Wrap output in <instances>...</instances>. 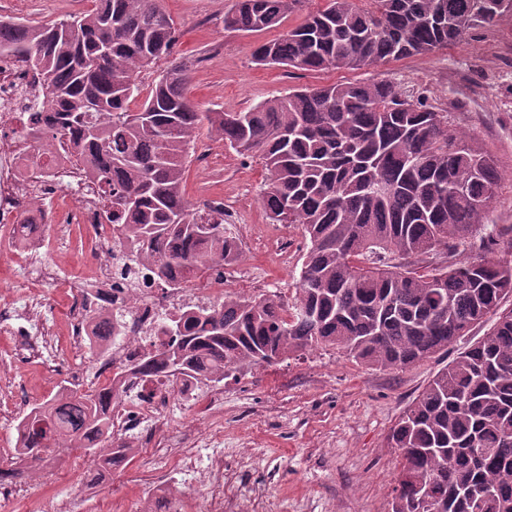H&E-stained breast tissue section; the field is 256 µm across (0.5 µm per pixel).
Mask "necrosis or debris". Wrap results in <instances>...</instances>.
Masks as SVG:
<instances>
[{"instance_id": "necrosis-or-debris-1", "label": "necrosis or debris", "mask_w": 512, "mask_h": 512, "mask_svg": "<svg viewBox=\"0 0 512 512\" xmlns=\"http://www.w3.org/2000/svg\"><path fill=\"white\" fill-rule=\"evenodd\" d=\"M43 79V74L19 63L0 60V224L11 228L53 224L64 245L69 244L74 227L94 230L96 244L87 257L92 273L89 278L69 283L70 311L79 319L75 327L79 336L91 335L97 313L120 316L119 338L101 354L93 378L106 383L119 380L121 391L128 393L136 388L137 381L128 376L127 370L144 347L155 343L162 317L188 305L223 300L224 281L213 278L188 288L147 283L130 249L112 245L107 225L101 224V198L86 175L81 151L71 136L58 135L53 164L35 167L28 163L22 153L19 118L33 106ZM66 179L80 190L76 209L45 208V196L59 189ZM1 321L11 324L19 336L48 335L50 318L41 291H28L0 306ZM167 394L166 386H157L151 398L137 402L135 411L115 417V431L132 440L151 435L159 401Z\"/></svg>"}]
</instances>
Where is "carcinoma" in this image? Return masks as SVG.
Returning a JSON list of instances; mask_svg holds the SVG:
<instances>
[{
  "label": "carcinoma",
  "instance_id": "cac0c4a2",
  "mask_svg": "<svg viewBox=\"0 0 512 512\" xmlns=\"http://www.w3.org/2000/svg\"><path fill=\"white\" fill-rule=\"evenodd\" d=\"M327 0L303 24L258 46L260 64L307 71L360 69L431 52L475 23L512 12V0ZM304 0H237L224 28L278 26ZM173 21L156 0H97L90 11L42 26L0 17V56L44 72L34 129L38 165L67 132L105 201L102 223L152 266L158 285L181 288L224 275L241 245L224 231V210L192 207L185 164L202 128L270 172L261 202L272 221L300 224L308 238L286 306L263 296L224 294L210 306L165 315L160 343L143 349L142 382H222L242 365L266 364L311 345L343 351L379 370L446 354L488 317V332L456 354L408 405L389 435L400 451L391 512H512V225L491 215L501 174L493 157L433 107L388 82L335 84L273 95L247 112H201L185 93L189 65L155 82L140 110L141 69L171 55ZM485 230L478 252L460 248ZM444 249L446 260L422 265ZM100 322L89 345L112 342ZM105 385L70 387L33 407L16 426L19 450L0 478L68 451L99 454L112 439Z\"/></svg>",
  "mask_w": 512,
  "mask_h": 512
}]
</instances>
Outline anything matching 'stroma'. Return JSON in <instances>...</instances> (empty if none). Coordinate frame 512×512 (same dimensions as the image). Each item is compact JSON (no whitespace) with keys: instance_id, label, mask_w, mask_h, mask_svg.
Here are the masks:
<instances>
[{"instance_id":"35a3bbf8","label":"stroma","mask_w":512,"mask_h":512,"mask_svg":"<svg viewBox=\"0 0 512 512\" xmlns=\"http://www.w3.org/2000/svg\"><path fill=\"white\" fill-rule=\"evenodd\" d=\"M235 0H157L176 29L169 60L142 69L137 82L148 96L168 63L191 66L188 98L203 112H245L265 99L300 88L386 81L411 99L425 100L452 125L497 159L502 172L494 219L512 225V15L476 24L447 47L361 69L305 71L253 60V50L302 24L326 0H305L277 27L256 32L225 28ZM94 0H0V17L30 24L60 21L92 9ZM268 171L259 157H243L201 133L186 164L185 196L192 206H224V225L239 239L241 256L224 272V288L242 296L296 298L306 248L298 224H276L261 204ZM38 260L58 263L62 275L88 276L87 240L72 236L57 249L45 227ZM23 254L0 236V290L19 293L32 282L20 271ZM48 357L43 346L23 348L0 332V460L10 459L14 424L35 403L50 399L65 380L95 365L80 354V337L59 334ZM449 358L437 354L402 370H373L336 348L315 345L263 367L241 366L234 377L206 385L213 410L198 409L180 385L159 413V448L132 449L112 469L104 495L81 491L80 457L53 469L41 490L14 484L10 512H53L67 497L72 512H203L206 494L187 483L175 456L185 441L200 442L196 455L224 457L231 512H389L400 471L388 435L400 415Z\"/></svg>"}]
</instances>
